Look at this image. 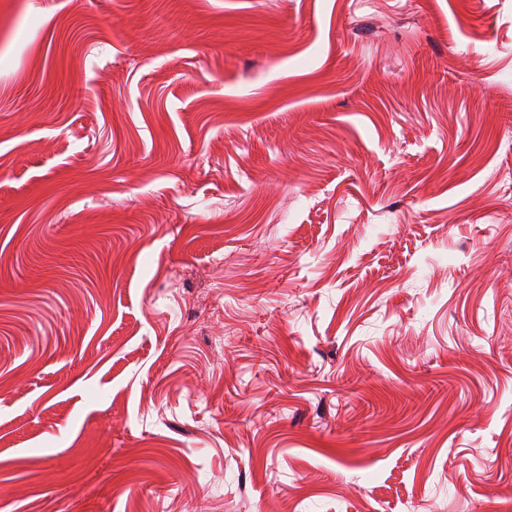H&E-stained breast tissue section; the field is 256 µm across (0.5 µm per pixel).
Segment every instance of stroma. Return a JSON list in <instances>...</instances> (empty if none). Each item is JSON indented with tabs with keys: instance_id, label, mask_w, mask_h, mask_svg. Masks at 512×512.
Segmentation results:
<instances>
[{
	"instance_id": "35a3bbf8",
	"label": "stroma",
	"mask_w": 512,
	"mask_h": 512,
	"mask_svg": "<svg viewBox=\"0 0 512 512\" xmlns=\"http://www.w3.org/2000/svg\"><path fill=\"white\" fill-rule=\"evenodd\" d=\"M512 512V0H0V512Z\"/></svg>"
}]
</instances>
